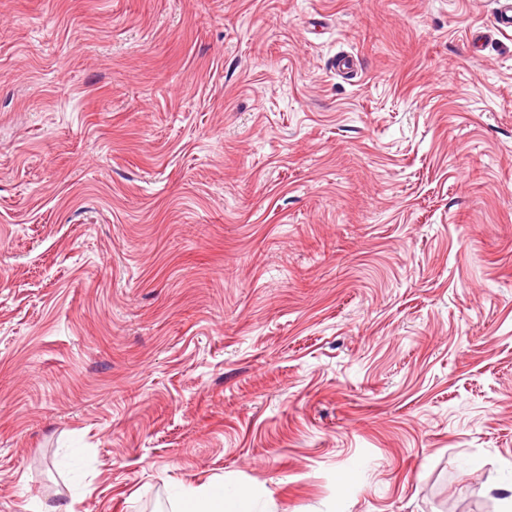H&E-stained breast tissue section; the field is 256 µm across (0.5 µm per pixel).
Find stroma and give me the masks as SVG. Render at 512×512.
Masks as SVG:
<instances>
[{"instance_id": "1", "label": "stroma", "mask_w": 512, "mask_h": 512, "mask_svg": "<svg viewBox=\"0 0 512 512\" xmlns=\"http://www.w3.org/2000/svg\"><path fill=\"white\" fill-rule=\"evenodd\" d=\"M492 8L0 0V512H499ZM183 495L181 512H254L257 493L242 489L224 491L213 487H187Z\"/></svg>"}]
</instances>
